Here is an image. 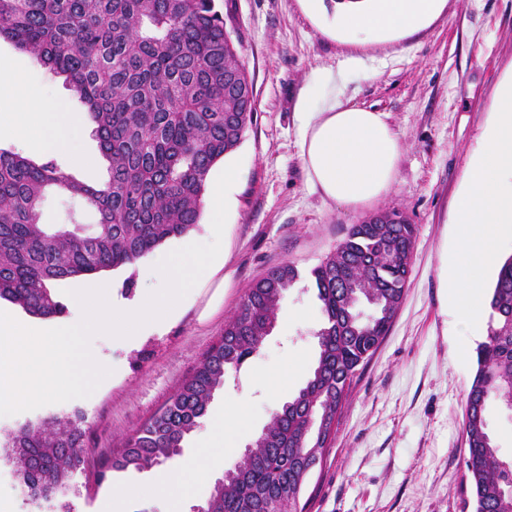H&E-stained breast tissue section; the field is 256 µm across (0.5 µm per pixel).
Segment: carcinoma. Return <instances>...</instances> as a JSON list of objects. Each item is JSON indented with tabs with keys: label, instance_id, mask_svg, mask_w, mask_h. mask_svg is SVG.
Listing matches in <instances>:
<instances>
[{
	"label": "carcinoma",
	"instance_id": "obj_1",
	"mask_svg": "<svg viewBox=\"0 0 512 512\" xmlns=\"http://www.w3.org/2000/svg\"><path fill=\"white\" fill-rule=\"evenodd\" d=\"M64 78L86 107L104 182L88 184L51 162L0 149V299L53 319L65 312L53 283L131 266L198 224L213 165L253 120V83L214 0H0V39ZM243 94L228 99L225 78ZM94 211L92 230L44 224L46 196ZM414 226L354 224L311 274L323 321L304 385L274 413L217 482L204 512L298 510L302 467L320 427L335 419L353 378L384 341L405 293ZM299 278L292 264L250 288L224 334L168 402L112 456L114 471L149 469L177 456L228 373L256 354L279 302ZM485 341L465 401L466 468L474 512H512V459L489 427L494 402L512 407V256L487 297ZM86 430L65 416L7 435L0 458L34 502L70 512L71 471L83 463Z\"/></svg>",
	"mask_w": 512,
	"mask_h": 512
}]
</instances>
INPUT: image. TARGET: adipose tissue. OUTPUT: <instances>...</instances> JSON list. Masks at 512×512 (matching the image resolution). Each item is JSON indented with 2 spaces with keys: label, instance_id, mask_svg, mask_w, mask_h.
<instances>
[{
  "label": "adipose tissue",
  "instance_id": "obj_1",
  "mask_svg": "<svg viewBox=\"0 0 512 512\" xmlns=\"http://www.w3.org/2000/svg\"><path fill=\"white\" fill-rule=\"evenodd\" d=\"M442 0H346L333 26L350 36L384 37L418 30L441 9ZM315 95L297 106L300 151L309 187L330 202L359 207L390 190L401 153L399 137L384 113L345 103L342 74L314 71ZM13 133L50 153H67L75 164L88 157L77 140L84 136L81 118L64 102L29 98ZM457 262L451 282L468 318L481 312L480 293L486 271L498 266V244L512 232V76L498 86L489 132L470 168L454 215ZM224 462V427L216 425L202 439L195 458L159 469L146 482L113 489L101 512H125L132 500L165 499L168 512H181L197 483Z\"/></svg>",
  "mask_w": 512,
  "mask_h": 512
}]
</instances>
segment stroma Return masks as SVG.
I'll return each mask as SVG.
<instances>
[{"instance_id": "35a3bbf8", "label": "stroma", "mask_w": 512, "mask_h": 512, "mask_svg": "<svg viewBox=\"0 0 512 512\" xmlns=\"http://www.w3.org/2000/svg\"><path fill=\"white\" fill-rule=\"evenodd\" d=\"M224 25L254 80L255 111L242 142L209 174L239 163L235 205L221 242L224 266L199 279L167 325L136 347L105 334L93 355L112 369L87 398L0 416V433L52 415L81 418L85 463L72 477L73 512H99L114 488L149 471L101 472L175 393L224 332L249 288L270 268L291 263L301 278L288 290L259 353L215 394L182 458L217 416L233 420L224 453L235 460L281 402L304 384L322 321L310 271L351 225L396 211L415 226L411 273L388 336L353 380L323 462L307 478L304 512H472L465 481V400L484 337L454 297L446 272L456 259L455 202L478 157L496 89L512 73V0H444L421 29L393 38L346 36L332 26L334 4L307 0H216ZM0 65L22 71L14 98L48 96L84 113L62 77L0 40ZM343 72L344 102L386 113L401 156L389 192L359 208L323 200L306 184L295 110L312 94L313 71ZM281 384L272 394V384ZM0 512L33 507L11 466L0 465Z\"/></svg>"}]
</instances>
